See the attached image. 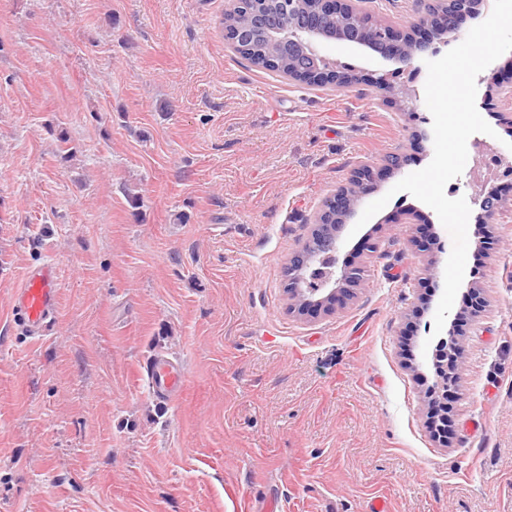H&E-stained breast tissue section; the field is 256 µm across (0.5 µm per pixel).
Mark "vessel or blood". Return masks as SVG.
Instances as JSON below:
<instances>
[{"instance_id": "b4317fda", "label": "vessel or blood", "mask_w": 512, "mask_h": 512, "mask_svg": "<svg viewBox=\"0 0 512 512\" xmlns=\"http://www.w3.org/2000/svg\"><path fill=\"white\" fill-rule=\"evenodd\" d=\"M59 276L56 264L47 259L28 267L23 282L12 296V310L33 337L49 331L58 304ZM142 374L153 397L167 403L184 386L182 368L170 359L159 356L144 364Z\"/></svg>"}]
</instances>
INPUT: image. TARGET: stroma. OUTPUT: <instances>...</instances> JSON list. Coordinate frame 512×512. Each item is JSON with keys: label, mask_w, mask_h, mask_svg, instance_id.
Masks as SVG:
<instances>
[{"label": "stroma", "mask_w": 512, "mask_h": 512, "mask_svg": "<svg viewBox=\"0 0 512 512\" xmlns=\"http://www.w3.org/2000/svg\"><path fill=\"white\" fill-rule=\"evenodd\" d=\"M225 5L0 0V512H512V204L485 252L470 209L487 306L461 316L441 439L410 367L437 284L415 243L440 219L392 191L431 162L433 119L370 85L423 89L425 60L326 42L360 82L308 86L236 57ZM362 161L388 199L342 242L364 279L293 312L288 262ZM48 258L37 340L10 301ZM158 353L186 376L166 406ZM142 374L149 392L162 403H169L184 386L185 376L182 368L164 356L147 361Z\"/></svg>", "instance_id": "1"}]
</instances>
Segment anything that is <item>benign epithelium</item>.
I'll use <instances>...</instances> for the list:
<instances>
[{"mask_svg":"<svg viewBox=\"0 0 512 512\" xmlns=\"http://www.w3.org/2000/svg\"><path fill=\"white\" fill-rule=\"evenodd\" d=\"M259 4L255 35L273 48L267 55V69L275 71L280 58L288 57L291 69L289 79L313 86H331L346 89L358 81L352 67L330 60L320 52L327 40L346 42L367 48L384 58L398 62L402 69L413 67L417 57L432 49L434 41L445 45L451 42L462 18L477 13L471 0H418L419 21L413 27L400 30L374 15L354 27L355 0H253ZM380 95L403 98L408 89L397 88L384 79L372 83ZM486 96H494L510 104L512 111V60L507 68L492 72L487 83ZM374 171L371 165L361 163L354 169L347 183L334 191L323 203L313 220L312 231L300 253L288 264L289 299L298 313L308 310H329L348 290L359 285L364 270L349 263L338 264L340 232L350 223L356 205L373 190ZM479 206L480 222L486 228L484 244L494 246L497 240L490 236L494 216L506 205L503 189L493 186L472 198ZM419 247L431 252L427 272L434 273L445 252L440 236ZM464 343L457 326L449 334L438 338L431 355L416 362L418 370L425 364L433 369L434 399L448 409V382L458 375L463 364Z\"/></svg>","mask_w":512,"mask_h":512,"instance_id":"7a95c632","label":"benign epithelium"}]
</instances>
